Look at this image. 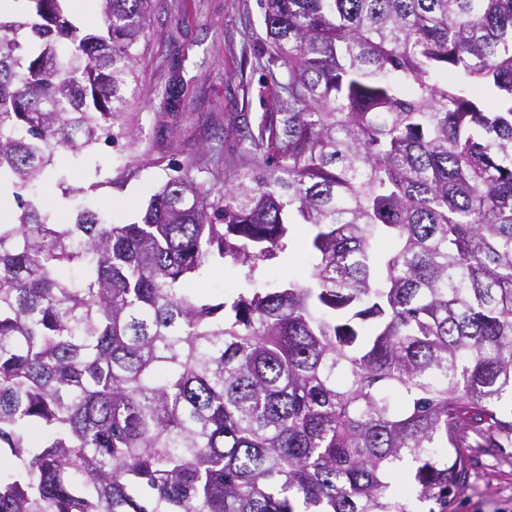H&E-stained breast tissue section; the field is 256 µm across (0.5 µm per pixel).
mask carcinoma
I'll use <instances>...</instances> for the list:
<instances>
[{"mask_svg": "<svg viewBox=\"0 0 512 512\" xmlns=\"http://www.w3.org/2000/svg\"><path fill=\"white\" fill-rule=\"evenodd\" d=\"M24 2L0 15V512H448L468 432L512 434V0H262L288 110L239 127L222 194L188 157L131 223L70 176L135 136L151 0H97L83 35ZM299 224L304 268L267 276ZM211 266L234 296L197 288ZM239 274L237 270H224V267H215L205 272L200 281L204 293L214 300L221 301L231 297L238 291Z\"/></svg>", "mask_w": 512, "mask_h": 512, "instance_id": "cac0c4a2", "label": "carcinoma"}]
</instances>
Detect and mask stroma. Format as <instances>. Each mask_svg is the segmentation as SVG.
I'll list each match as a JSON object with an SVG mask.
<instances>
[{
	"label": "stroma",
	"instance_id": "1",
	"mask_svg": "<svg viewBox=\"0 0 512 512\" xmlns=\"http://www.w3.org/2000/svg\"><path fill=\"white\" fill-rule=\"evenodd\" d=\"M269 52L261 0H152L128 107L136 143L90 151L74 185L93 186L102 212L134 222L171 166L232 157L235 124L288 106L260 66ZM465 454L469 478L452 512H512V438L490 448L470 436Z\"/></svg>",
	"mask_w": 512,
	"mask_h": 512
}]
</instances>
